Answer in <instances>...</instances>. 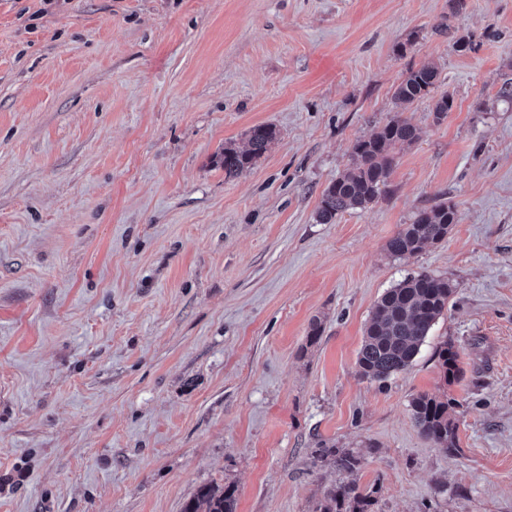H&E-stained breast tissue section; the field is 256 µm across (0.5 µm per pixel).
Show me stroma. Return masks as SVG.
<instances>
[{
  "label": "stroma",
  "mask_w": 512,
  "mask_h": 512,
  "mask_svg": "<svg viewBox=\"0 0 512 512\" xmlns=\"http://www.w3.org/2000/svg\"><path fill=\"white\" fill-rule=\"evenodd\" d=\"M427 62L435 94L399 108ZM507 84L512 0H0V512H182L208 484L314 512L349 481L373 512H512ZM397 114L418 138L386 191L317 223ZM260 123L276 140L226 174ZM439 202L447 239L391 256ZM422 270L447 311L407 370L362 377L374 304ZM420 394L453 400L457 451L416 427ZM438 78L437 68L429 64L408 69L395 90V99L403 105H411L427 97L435 89ZM329 456L333 457L334 464L339 466L340 469L347 472L348 474H353L358 470L360 460L351 452H342L338 458L336 459V449L333 448H321L315 457L316 462H323L325 458Z\"/></svg>",
  "instance_id": "35a3bbf8"
}]
</instances>
